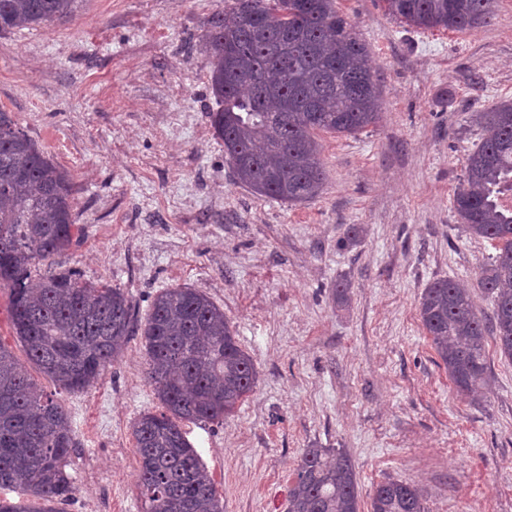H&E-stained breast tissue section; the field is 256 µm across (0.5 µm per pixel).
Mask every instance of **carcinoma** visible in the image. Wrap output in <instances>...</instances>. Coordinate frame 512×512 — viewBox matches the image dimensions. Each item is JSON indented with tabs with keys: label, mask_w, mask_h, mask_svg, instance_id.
Listing matches in <instances>:
<instances>
[{
	"label": "carcinoma",
	"mask_w": 512,
	"mask_h": 512,
	"mask_svg": "<svg viewBox=\"0 0 512 512\" xmlns=\"http://www.w3.org/2000/svg\"><path fill=\"white\" fill-rule=\"evenodd\" d=\"M207 22L213 135L238 183L290 205L324 187L320 134L355 135L380 118L379 78L366 43L335 0H225ZM76 0H0V33L74 12ZM391 18L417 29L463 33L489 22L492 0H383ZM486 136L467 158L453 210L465 231L497 250L478 286L493 299L477 311L469 289L436 279L419 316L455 388L475 394L492 380L493 336L512 360V102L475 114ZM70 173L0 110V284L26 357L63 391L80 392L112 366L134 336L144 341L146 378L162 405L131 425L142 512H224L214 480L187 437L188 423H222L256 386L258 371L224 310L196 288L161 290L144 320L119 288L88 283L57 261L76 229ZM76 447L62 402L30 379L0 343V512H60L73 493L66 471ZM286 512H360L356 472L342 448H307ZM369 512H426L414 484L388 478Z\"/></svg>",
	"instance_id": "1"
}]
</instances>
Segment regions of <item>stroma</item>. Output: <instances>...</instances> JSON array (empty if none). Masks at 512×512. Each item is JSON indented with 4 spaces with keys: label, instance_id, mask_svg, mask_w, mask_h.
<instances>
[{
    "label": "stroma",
    "instance_id": "obj_1",
    "mask_svg": "<svg viewBox=\"0 0 512 512\" xmlns=\"http://www.w3.org/2000/svg\"><path fill=\"white\" fill-rule=\"evenodd\" d=\"M223 6L80 0L68 18L0 34V108L75 184L84 233L63 263L142 316L162 289H198L236 329L256 386L223 423L186 426L224 512H285L307 448L346 450L364 507L390 477L417 485L427 512H512V362L489 344L493 384L471 399L418 310L439 278L493 309L477 280L495 250L463 230L452 198L484 135L472 114L512 101V0L465 33L336 0L369 47L381 119L322 134L324 190L292 206L238 184L212 134L202 44ZM144 369L136 337L85 391L33 372L72 419L64 512H141L130 426L161 410Z\"/></svg>",
    "mask_w": 512,
    "mask_h": 512
}]
</instances>
